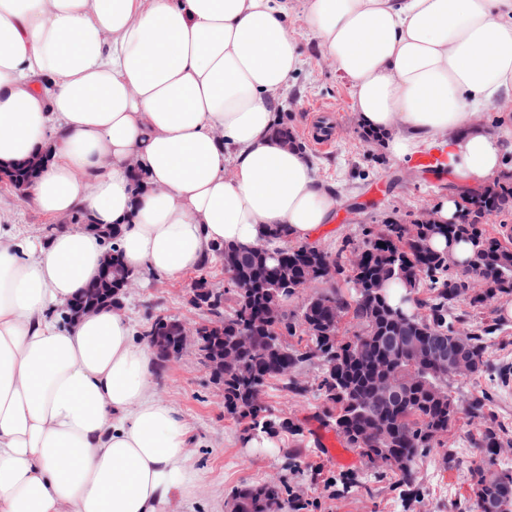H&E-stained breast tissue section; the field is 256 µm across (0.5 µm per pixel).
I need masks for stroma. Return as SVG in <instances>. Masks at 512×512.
Returning <instances> with one entry per match:
<instances>
[{
    "label": "stroma",
    "mask_w": 512,
    "mask_h": 512,
    "mask_svg": "<svg viewBox=\"0 0 512 512\" xmlns=\"http://www.w3.org/2000/svg\"><path fill=\"white\" fill-rule=\"evenodd\" d=\"M289 6V26L305 63L279 97L278 118L316 164L320 180L333 185L338 201L333 221L321 227L313 244L349 261L365 231L421 218L451 196L456 178L444 169L428 174L415 161L391 159L378 139L367 137L353 109L349 82L322 55L309 28L304 0H290ZM62 224L61 217L43 213L23 188L0 177V238L35 244ZM202 276L211 287L226 285L218 259L176 278L142 273L141 286L124 303L134 328L159 316L190 324L204 320L205 312L190 302L191 284ZM504 305L498 298L476 308L463 295L450 306L448 317L461 331L486 328V369L474 376H449L457 421L443 436L442 447L417 457L415 482L409 487L388 465L361 456L340 465L324 455L317 433L333 431L334 425L318 389L320 360L302 362L292 371L290 379L301 384L302 393L287 390L279 378L264 386V404L296 426L273 434L271 450L245 447L243 426L225 411L224 393L197 351L157 363L153 387L188 423L189 451L200 473L194 499L177 505L176 512H230L237 488L278 479L286 482L288 499H299L300 512H474L468 469L476 460L474 441L485 428L501 437L498 463L512 467V317ZM477 397L484 398L485 407L474 415L469 404Z\"/></svg>",
    "instance_id": "1"
}]
</instances>
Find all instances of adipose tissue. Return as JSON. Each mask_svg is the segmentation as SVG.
<instances>
[{
    "instance_id": "adipose-tissue-1",
    "label": "adipose tissue",
    "mask_w": 512,
    "mask_h": 512,
    "mask_svg": "<svg viewBox=\"0 0 512 512\" xmlns=\"http://www.w3.org/2000/svg\"><path fill=\"white\" fill-rule=\"evenodd\" d=\"M306 11L395 159L438 143L462 185L500 179L512 147L475 114L512 99V0ZM302 65L288 0H0V166L50 151L26 196L120 227L138 272L181 276L218 244L282 249L277 224L313 240L336 196L273 132ZM104 253L73 226L36 249L0 243V512H171L193 495L188 425L154 395V353L123 310L53 316Z\"/></svg>"
}]
</instances>
